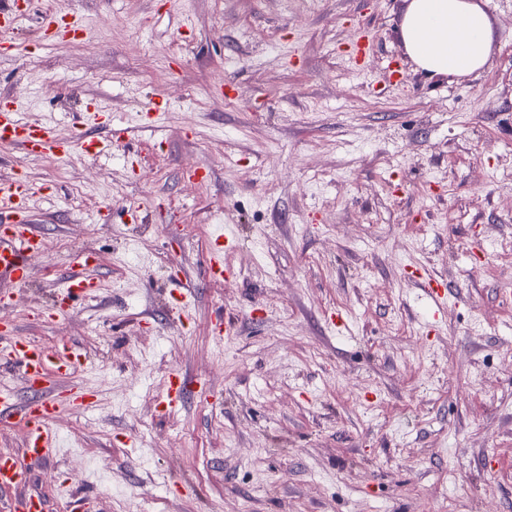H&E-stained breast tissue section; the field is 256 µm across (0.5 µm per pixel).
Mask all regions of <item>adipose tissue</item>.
I'll list each match as a JSON object with an SVG mask.
<instances>
[{"mask_svg": "<svg viewBox=\"0 0 512 512\" xmlns=\"http://www.w3.org/2000/svg\"><path fill=\"white\" fill-rule=\"evenodd\" d=\"M400 37L414 63L431 75L468 76L493 54V30L478 0H409Z\"/></svg>", "mask_w": 512, "mask_h": 512, "instance_id": "1", "label": "adipose tissue"}]
</instances>
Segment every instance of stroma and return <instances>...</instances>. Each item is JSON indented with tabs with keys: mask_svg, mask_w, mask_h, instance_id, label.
Segmentation results:
<instances>
[{
	"mask_svg": "<svg viewBox=\"0 0 512 512\" xmlns=\"http://www.w3.org/2000/svg\"><path fill=\"white\" fill-rule=\"evenodd\" d=\"M479 3L464 77L410 59L406 0L14 5L0 96L64 137L116 119L106 160L0 144L45 239L0 325L80 347L58 385L95 394L29 467L50 512H512V0ZM80 252L98 287L66 306ZM417 269L450 289L433 324ZM175 372L204 392L165 414ZM234 241L225 232L217 235L215 248L212 250L208 266L209 277L215 281H224L233 275L232 271L224 266V249L232 247Z\"/></svg>",
	"mask_w": 512,
	"mask_h": 512,
	"instance_id": "35a3bbf8",
	"label": "stroma"
}]
</instances>
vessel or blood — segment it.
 Masks as SVG:
<instances>
[{
	"label": "vessel or blood",
	"instance_id": "obj_1",
	"mask_svg": "<svg viewBox=\"0 0 512 512\" xmlns=\"http://www.w3.org/2000/svg\"><path fill=\"white\" fill-rule=\"evenodd\" d=\"M0 142L20 146L31 156L64 157L78 150L84 154L102 158L112 152L111 137L84 139L79 142L62 139L53 126L31 124L22 120L17 109L0 108ZM31 187L21 178L14 177L0 182V277L9 276L15 285L26 284L32 257L43 250L42 235L29 220ZM228 235H217L211 253L208 274L211 279L221 281L229 278L231 271L224 264V251L232 247ZM94 257L89 253L78 254L74 259L75 270L68 277L65 288L67 298H74L94 288V281L85 275L92 266ZM420 285L431 299L435 310L448 307V290L445 281L429 273L418 276ZM80 349L70 347L61 353H51L30 339L19 336L14 327L0 328V359L18 372L31 390L28 399H19L13 388L0 383V424H15L27 432L28 441L23 450L24 458L33 463H42L53 457L60 446L55 423L62 410L88 408L93 394L80 387L66 390L51 385V376H69L82 361ZM189 391L184 376L172 374L166 389L164 405L173 409L182 402ZM27 476L19 459L0 456V490L18 489L15 512H45L42 498L25 491Z\"/></svg>",
	"mask_w": 512,
	"mask_h": 512
}]
</instances>
